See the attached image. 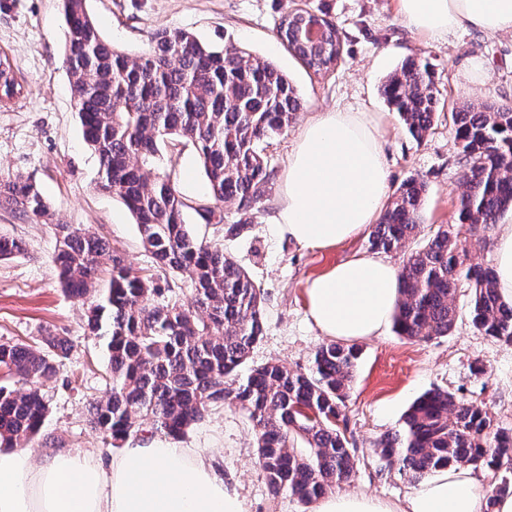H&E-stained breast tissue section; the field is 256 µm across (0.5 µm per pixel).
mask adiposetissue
I'll list each match as a JSON object with an SVG mask.
<instances>
[{"instance_id": "adipose-tissue-1", "label": "adipose tissue", "mask_w": 512, "mask_h": 512, "mask_svg": "<svg viewBox=\"0 0 512 512\" xmlns=\"http://www.w3.org/2000/svg\"><path fill=\"white\" fill-rule=\"evenodd\" d=\"M407 27L440 40L472 26L512 34V0H399ZM388 196L384 150L364 113L321 112L300 130L282 180L278 227L297 244L331 249L374 224ZM400 269L353 257L314 278L307 311L323 336L381 335L399 299ZM473 468L443 469L397 501L363 492L320 498L313 512H483ZM0 512H249L199 448L158 443L108 454L56 446L33 459L0 448Z\"/></svg>"}]
</instances>
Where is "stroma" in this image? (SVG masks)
Masks as SVG:
<instances>
[{
	"mask_svg": "<svg viewBox=\"0 0 512 512\" xmlns=\"http://www.w3.org/2000/svg\"><path fill=\"white\" fill-rule=\"evenodd\" d=\"M306 7L321 9L341 33V58L323 76L309 73L275 36L281 16ZM89 9L102 36L125 53L147 50L156 30H187L273 62L302 99L295 121L266 149L275 176L257 208L244 212L236 201H224L220 224L187 215L194 234L223 246L263 290L264 334L251 354L256 364L275 359L292 369H308L324 341L307 315L308 282L341 261L371 253L364 235L318 250L279 232L281 178L301 127L332 108L370 114L384 146L390 189L411 177L426 186L424 221L407 243L414 250L439 225L457 223L466 167L447 114H440L429 136L414 140L381 96V84L403 59L416 57L429 63L448 106L512 103V35L468 26L431 42L403 24L397 0H89ZM64 30L59 0H0V55L10 59L23 91L11 108L0 109V178L35 182L52 206L46 223L25 222L0 209V234L25 246L22 254L0 261V342L34 344L51 332L71 345L56 379L43 388L48 416L28 445L36 457L52 442L77 449L101 447L90 424L89 404L106 394L102 345L84 333L85 306L58 283L54 225L80 224L105 236L135 272L153 265L122 200L98 187L97 158L84 143L62 64ZM157 164L163 170L175 168L176 187L185 197L209 201L191 143H165ZM242 218L247 230L226 236L225 225ZM468 302V289L460 288L459 317L448 335L410 340L389 327L359 341L355 378L343 409L357 470L342 491L394 501L413 490L397 470L381 466L374 445L398 428L410 404L427 390L465 396L487 411L494 427L512 430V345L479 333L471 324ZM175 444L210 452L225 484L249 503L250 512L312 510L289 492H270L257 463L252 423L237 408L208 412Z\"/></svg>",
	"mask_w": 512,
	"mask_h": 512,
	"instance_id": "stroma-1",
	"label": "stroma"
}]
</instances>
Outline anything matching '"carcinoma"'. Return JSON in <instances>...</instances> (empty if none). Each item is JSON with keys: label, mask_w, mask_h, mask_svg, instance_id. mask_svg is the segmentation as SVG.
<instances>
[{"label": "carcinoma", "mask_w": 512, "mask_h": 512, "mask_svg": "<svg viewBox=\"0 0 512 512\" xmlns=\"http://www.w3.org/2000/svg\"><path fill=\"white\" fill-rule=\"evenodd\" d=\"M63 64L78 108L84 141L99 164V187L120 197L135 218L153 269L135 274L120 250L96 232L55 225L54 264L63 291L90 302L85 330L103 340L109 395L90 403L91 424L103 443L135 432L147 419L153 432L180 438L208 410L234 405L252 422L257 458L272 492L304 502L350 481L356 460L340 426L359 348L330 341L306 371L270 361L240 376L263 333L262 292L224 250L197 238L187 210L206 223H224L218 204L234 199L243 210L265 195L274 173L266 148L285 132L300 106L288 77L272 63L233 44L204 43L181 29H161L149 50L130 56L101 35L87 0H63ZM331 42L326 55L288 50L316 74L340 58L341 37L321 15ZM409 134L423 140L443 109L428 64L408 59L380 89ZM20 94L11 64L0 57V108ZM466 189L458 223L439 226L427 244L405 254L395 332L408 339L448 335L458 318L456 294L469 288V316L483 335L512 345V302L502 298L495 273L470 263L471 249L512 210V105L490 102L452 112ZM170 137L195 147L211 202L193 205L156 166L159 144ZM425 184L403 182L370 236L371 250L405 247L421 220ZM0 208L39 222L51 207L37 186L0 179ZM24 251L0 235V260ZM193 289L173 298L176 280ZM66 341L44 336L36 345L0 343V369L22 385L0 386V448H21L37 436L48 407L44 382L68 358ZM375 454L416 483L441 469L471 466L490 475L484 512L512 495V432L493 428L487 412L463 396L434 389L411 405L401 427L375 444Z\"/></svg>", "instance_id": "carcinoma-1"}]
</instances>
